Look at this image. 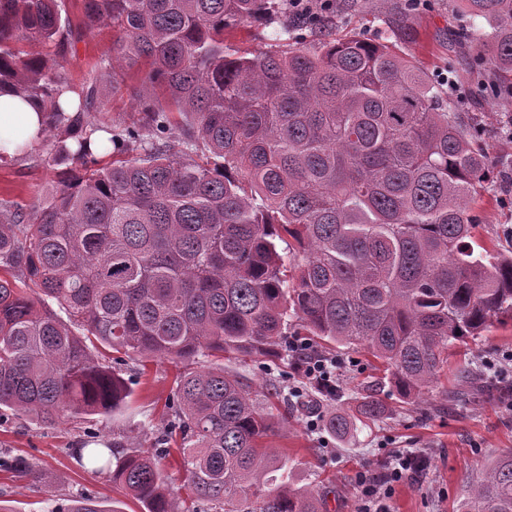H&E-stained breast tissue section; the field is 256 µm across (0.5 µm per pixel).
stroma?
<instances>
[{
    "instance_id": "stroma-1",
    "label": "stroma",
    "mask_w": 512,
    "mask_h": 512,
    "mask_svg": "<svg viewBox=\"0 0 512 512\" xmlns=\"http://www.w3.org/2000/svg\"><path fill=\"white\" fill-rule=\"evenodd\" d=\"M326 24L321 33L303 29L304 48L357 36L391 46L425 72L430 79L460 101L461 110L481 132L479 145L490 156L489 183L470 202L479 221L476 236L487 247L512 252V140L504 135L512 127V106L501 101L494 88L474 89L471 51L459 49L452 30L464 26L467 16L458 0H314ZM67 16L73 26L69 74L74 83L96 78L99 96L90 117L108 120L133 112L132 88L136 74H129L127 93L112 95L98 63L112 43L110 29H86L81 0H67ZM276 25L255 22L225 32L224 43L232 54L252 56L268 51ZM43 145L0 163V199L27 205L44 197L55 173L43 161ZM467 356L452 355L448 367L422 400L401 399L389 386L379 397L386 412L361 427L354 435L332 436L326 423L337 412L354 413L361 388L374 372L363 352L339 346L327 352L336 363V391L319 392L294 369L290 353L277 351L265 358L225 354L224 369L248 383L253 392L267 395L281 390L288 403H274L271 411L283 424L270 437L288 462L295 486L319 485L326 491V512H360L357 477L366 472L383 475L396 455L415 451L428 459L426 469L394 484L388 500L391 512H455L466 481L480 473L491 459L512 450V322L493 323L469 343ZM496 361L498 372L485 370L486 360ZM483 373L481 385L471 384L458 371L462 362ZM176 364L149 362L146 371L130 363L135 375L133 395L126 408L109 416L99 438L104 447L119 450L126 436L137 437L151 447L152 427L164 419L165 404L172 394ZM84 435L79 424L63 420L51 427L22 416L0 427V455L28 456L40 482L15 479L0 471V501L13 512H52L56 499L82 489L97 493L108 512H143L140 503L112 486L110 471L83 465L79 450Z\"/></svg>"
}]
</instances>
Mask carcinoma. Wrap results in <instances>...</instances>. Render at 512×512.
I'll return each instance as SVG.
<instances>
[{"label":"carcinoma","instance_id":"carcinoma-1","mask_svg":"<svg viewBox=\"0 0 512 512\" xmlns=\"http://www.w3.org/2000/svg\"><path fill=\"white\" fill-rule=\"evenodd\" d=\"M487 30L478 82L512 90V0H461ZM87 27L112 29L101 60L120 87L139 67L138 108L111 137L85 119L96 83L67 65L64 0H0V94L45 113L47 166L64 175L28 207L0 201V424L67 418L102 424L126 406L130 360L185 364L153 449L130 444L112 483L145 512H178L160 462L180 440L186 483L211 512H323L261 440L279 422L213 352L264 357L298 325L363 349L383 368L362 415L383 412L374 385L421 398L448 362L496 320H512V255L474 236L468 200L489 179L487 152L423 73L359 38L316 51L235 57L224 32L260 19L297 41L310 16L288 0H82ZM112 148V163L98 153ZM354 424L332 416L345 436ZM0 469L38 481L25 456ZM53 512H116L84 490ZM457 512H512V452L490 460Z\"/></svg>","mask_w":512,"mask_h":512}]
</instances>
